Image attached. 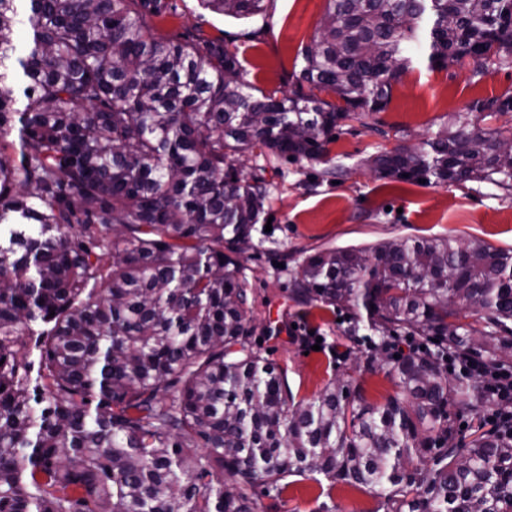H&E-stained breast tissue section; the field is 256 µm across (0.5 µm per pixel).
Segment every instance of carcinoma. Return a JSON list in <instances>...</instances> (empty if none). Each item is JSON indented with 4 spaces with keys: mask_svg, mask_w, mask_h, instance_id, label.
I'll list each match as a JSON object with an SVG mask.
<instances>
[{
    "mask_svg": "<svg viewBox=\"0 0 512 512\" xmlns=\"http://www.w3.org/2000/svg\"><path fill=\"white\" fill-rule=\"evenodd\" d=\"M327 2L278 97L222 43L155 36L144 10L161 0H0V512H255L257 481L308 475L371 489L386 512H512V436L458 447L454 409L491 398L448 371L450 356L512 361V249L394 238L297 264L296 300L366 311V369L396 388L382 405L336 380L296 403L251 343L242 258L269 191L239 156L330 163L341 122L382 111L420 53L470 58L476 80L512 65V0ZM485 111L512 112V95L368 164L510 191ZM460 306L485 327L458 322ZM400 333L437 351L394 358Z\"/></svg>",
    "mask_w": 512,
    "mask_h": 512,
    "instance_id": "cac0c4a2",
    "label": "carcinoma"
}]
</instances>
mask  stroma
I'll return each mask as SVG.
<instances>
[{
	"instance_id": "obj_1",
	"label": "stroma",
	"mask_w": 512,
	"mask_h": 512,
	"mask_svg": "<svg viewBox=\"0 0 512 512\" xmlns=\"http://www.w3.org/2000/svg\"><path fill=\"white\" fill-rule=\"evenodd\" d=\"M166 12L147 16L155 35L224 42L235 51L247 80L264 92L290 90L303 50L322 21L327 0H266L263 14L247 19L224 16L199 0H167ZM472 63L430 68L414 63L392 86L383 111L345 120L328 146L338 179L322 175L307 161L249 153L237 166L268 184L266 213L257 224L248 253V288L256 298L255 332L260 348L286 373L295 400H308L331 379L353 377L367 402L384 404L394 386L384 373L365 370L347 358L345 309L302 304L290 295L285 256L301 258L328 246H366L386 239L449 237L512 248V195L490 183L424 186L379 178L366 164L381 149L419 143L478 100L512 95V67H491L480 81ZM274 335H267V328ZM256 512H386L381 498L362 488L305 477L290 478L279 496L258 487Z\"/></svg>"
}]
</instances>
